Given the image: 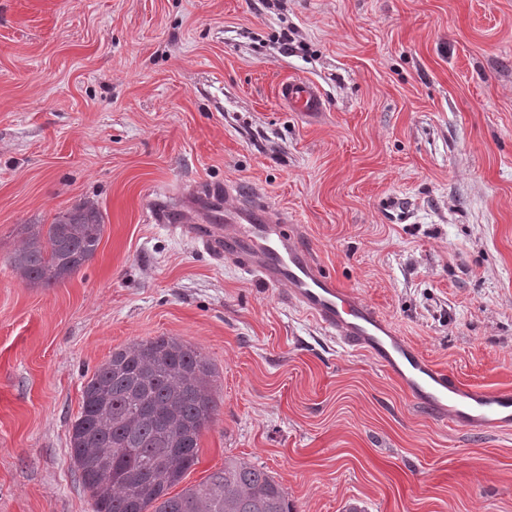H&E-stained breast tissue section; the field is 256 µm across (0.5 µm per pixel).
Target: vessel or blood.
<instances>
[{"label":"vessel or blood","mask_w":512,"mask_h":512,"mask_svg":"<svg viewBox=\"0 0 512 512\" xmlns=\"http://www.w3.org/2000/svg\"><path fill=\"white\" fill-rule=\"evenodd\" d=\"M278 95L308 120L325 110L318 87L306 79L282 82ZM201 194L225 200L223 223H186L180 210L168 204L152 210L153 220L193 237L215 260L233 261L263 283L286 286L290 303L309 314L325 334L369 353L412 402L439 420L468 431L512 427V388L469 387L449 369L430 362L370 303L342 288L322 268L300 232L268 206L259 189L237 197L230 185H207Z\"/></svg>","instance_id":"1"}]
</instances>
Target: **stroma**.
<instances>
[{
    "label": "stroma",
    "mask_w": 512,
    "mask_h": 512,
    "mask_svg": "<svg viewBox=\"0 0 512 512\" xmlns=\"http://www.w3.org/2000/svg\"><path fill=\"white\" fill-rule=\"evenodd\" d=\"M316 83L309 122L279 84ZM259 188L321 266L467 385L512 387V0H0V512H93L83 386L173 336L215 371L194 487L264 467L294 512H512V429L436 421L367 352L152 219ZM94 257L16 277L75 205ZM103 229L100 212L85 206L52 224H29L25 245L10 260L13 272L23 281L52 286L94 257Z\"/></svg>",
    "instance_id": "35a3bbf8"
}]
</instances>
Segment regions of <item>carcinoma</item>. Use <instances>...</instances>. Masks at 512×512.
<instances>
[{"label": "carcinoma", "mask_w": 512, "mask_h": 512, "mask_svg": "<svg viewBox=\"0 0 512 512\" xmlns=\"http://www.w3.org/2000/svg\"><path fill=\"white\" fill-rule=\"evenodd\" d=\"M103 229L100 212L85 206L47 226L31 224L10 260L13 272L52 286L94 257ZM213 378L200 351L167 336L119 348L94 370L69 430L94 512H293L272 476L237 459L170 495L196 464L200 435L213 421Z\"/></svg>", "instance_id": "1"}]
</instances>
